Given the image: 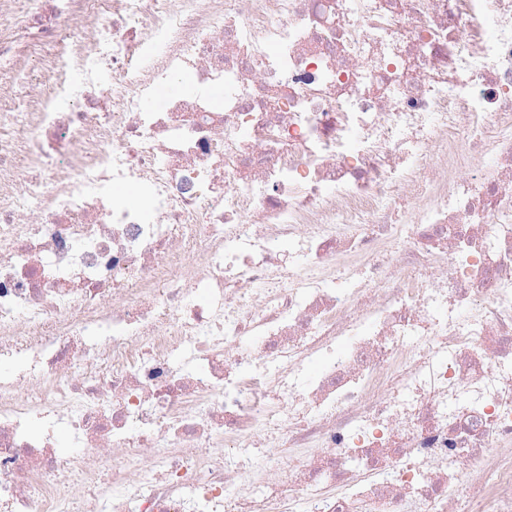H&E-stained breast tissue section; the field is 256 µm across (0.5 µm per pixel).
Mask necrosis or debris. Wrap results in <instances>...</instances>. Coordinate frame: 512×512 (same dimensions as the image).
<instances>
[{
  "label": "necrosis or debris",
  "mask_w": 512,
  "mask_h": 512,
  "mask_svg": "<svg viewBox=\"0 0 512 512\" xmlns=\"http://www.w3.org/2000/svg\"><path fill=\"white\" fill-rule=\"evenodd\" d=\"M0 358V512H512V0H0Z\"/></svg>",
  "instance_id": "necrosis-or-debris-1"
}]
</instances>
